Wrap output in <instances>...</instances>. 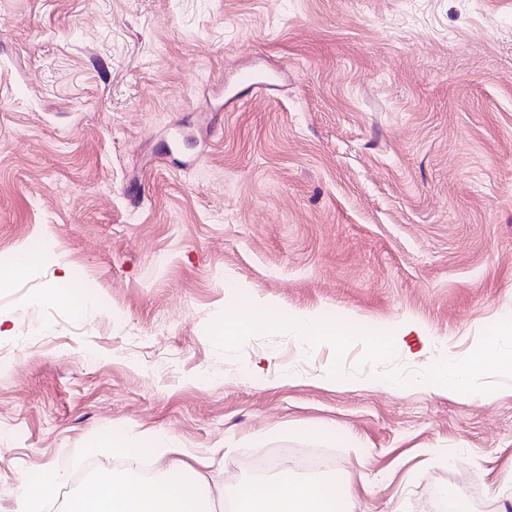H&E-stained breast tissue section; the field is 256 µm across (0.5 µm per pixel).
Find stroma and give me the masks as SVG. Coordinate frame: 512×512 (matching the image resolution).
<instances>
[{"instance_id": "obj_1", "label": "stroma", "mask_w": 512, "mask_h": 512, "mask_svg": "<svg viewBox=\"0 0 512 512\" xmlns=\"http://www.w3.org/2000/svg\"><path fill=\"white\" fill-rule=\"evenodd\" d=\"M22 253L0 512L64 467L62 512L77 451L137 473L123 432L223 449V493L253 453L323 450L288 473L354 512H439L460 476L512 512V380L399 386L357 342L335 384L330 345L209 334L239 303L317 313L401 336L416 375L512 318V0H0V268Z\"/></svg>"}]
</instances>
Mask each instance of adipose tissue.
Instances as JSON below:
<instances>
[{"instance_id": "obj_1", "label": "adipose tissue", "mask_w": 512, "mask_h": 512, "mask_svg": "<svg viewBox=\"0 0 512 512\" xmlns=\"http://www.w3.org/2000/svg\"><path fill=\"white\" fill-rule=\"evenodd\" d=\"M148 454L170 457L164 475L142 478L109 471L92 481L68 505L67 512H216L203 473L216 458L192 468L178 461V446L166 436L147 441ZM340 490L332 481L299 482L282 476L240 488L235 512H338Z\"/></svg>"}]
</instances>
